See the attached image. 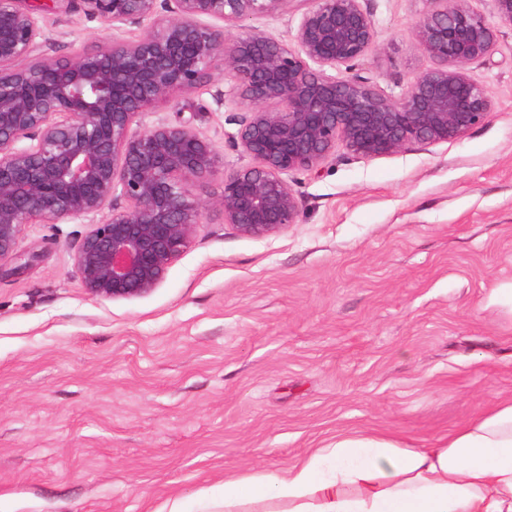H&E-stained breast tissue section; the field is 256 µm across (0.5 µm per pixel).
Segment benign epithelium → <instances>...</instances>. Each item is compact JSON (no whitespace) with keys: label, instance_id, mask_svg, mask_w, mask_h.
Segmentation results:
<instances>
[{"label":"benign epithelium","instance_id":"7a95c632","mask_svg":"<svg viewBox=\"0 0 512 512\" xmlns=\"http://www.w3.org/2000/svg\"><path fill=\"white\" fill-rule=\"evenodd\" d=\"M25 2L0 0V262L21 259L22 225L91 221L108 208L73 256L102 300L151 293L211 211L252 238L298 223L288 176L317 170L339 140L377 158L460 139L494 112L471 66L491 59L496 32L470 0H428L415 39L431 66L399 98L361 75L376 37L363 0H311L294 47L231 33L288 0H166L163 15L158 0H80L116 30L147 19L152 28L65 60L36 54L41 26ZM227 78L248 113L233 145L252 164L224 172V154L187 121L134 127L207 86L224 104ZM218 176L220 196L196 193Z\"/></svg>","mask_w":512,"mask_h":512}]
</instances>
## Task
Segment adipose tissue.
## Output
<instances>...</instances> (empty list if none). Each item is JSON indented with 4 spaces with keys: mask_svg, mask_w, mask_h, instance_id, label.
<instances>
[{
    "mask_svg": "<svg viewBox=\"0 0 512 512\" xmlns=\"http://www.w3.org/2000/svg\"><path fill=\"white\" fill-rule=\"evenodd\" d=\"M224 512H512V398L432 447L340 435L277 474L225 479Z\"/></svg>",
    "mask_w": 512,
    "mask_h": 512,
    "instance_id": "ef3b65f1",
    "label": "adipose tissue"
}]
</instances>
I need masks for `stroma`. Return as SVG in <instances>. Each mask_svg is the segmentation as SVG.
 <instances>
[{
	"instance_id": "1",
	"label": "stroma",
	"mask_w": 512,
	"mask_h": 512,
	"mask_svg": "<svg viewBox=\"0 0 512 512\" xmlns=\"http://www.w3.org/2000/svg\"><path fill=\"white\" fill-rule=\"evenodd\" d=\"M376 41L364 76L401 94L431 61L416 46L427 0H364ZM498 36L471 68L487 122L458 140L378 158L337 146L295 175L300 221L249 238L219 214L150 294L101 300L73 255L89 224L23 225V271L0 277V496L16 512H214L226 478L276 474L340 434L434 445L512 395V22L471 0ZM308 0L247 28L293 42ZM39 51L66 59L115 31L82 10L42 11ZM208 89L139 116L186 120L247 165L245 117Z\"/></svg>"
}]
</instances>
